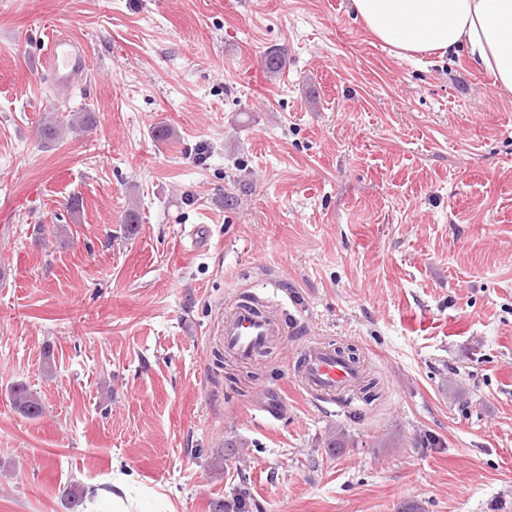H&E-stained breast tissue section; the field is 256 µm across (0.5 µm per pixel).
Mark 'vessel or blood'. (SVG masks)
I'll use <instances>...</instances> for the list:
<instances>
[{"label":"vessel or blood","mask_w":512,"mask_h":512,"mask_svg":"<svg viewBox=\"0 0 512 512\" xmlns=\"http://www.w3.org/2000/svg\"><path fill=\"white\" fill-rule=\"evenodd\" d=\"M46 69L56 86L67 88L82 79L90 69V58L85 43L47 32ZM282 329L272 317L256 312L253 304L240 303L224 318V350L237 358H255L259 348L280 341ZM306 388L315 395L333 396L350 391L360 380L356 364L335 351L311 345L301 370Z\"/></svg>","instance_id":"1"}]
</instances>
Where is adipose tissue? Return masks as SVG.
I'll return each instance as SVG.
<instances>
[{"mask_svg": "<svg viewBox=\"0 0 512 512\" xmlns=\"http://www.w3.org/2000/svg\"><path fill=\"white\" fill-rule=\"evenodd\" d=\"M370 33L399 54H468L512 94V0H352ZM129 477L113 473L110 489L86 488L82 512H137Z\"/></svg>", "mask_w": 512, "mask_h": 512, "instance_id": "adipose-tissue-1", "label": "adipose tissue"}]
</instances>
